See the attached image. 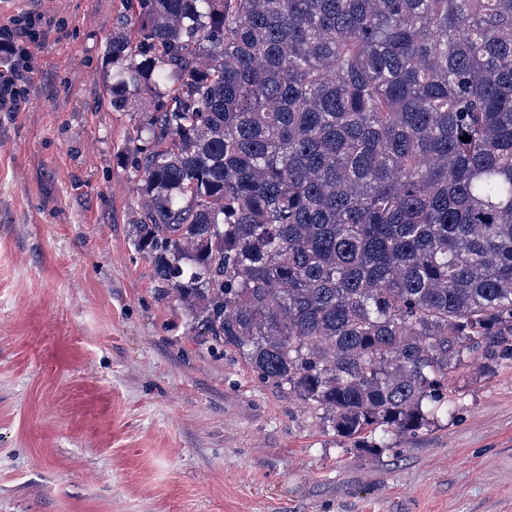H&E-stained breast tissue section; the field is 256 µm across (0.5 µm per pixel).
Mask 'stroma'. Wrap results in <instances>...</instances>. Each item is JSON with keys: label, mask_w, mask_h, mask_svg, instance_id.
I'll list each match as a JSON object with an SVG mask.
<instances>
[{"label": "stroma", "mask_w": 512, "mask_h": 512, "mask_svg": "<svg viewBox=\"0 0 512 512\" xmlns=\"http://www.w3.org/2000/svg\"><path fill=\"white\" fill-rule=\"evenodd\" d=\"M28 11L61 28L29 108L0 112V512H512V360L353 448L196 344L134 247L118 152L144 104L113 111L101 67L120 0H0Z\"/></svg>", "instance_id": "1"}]
</instances>
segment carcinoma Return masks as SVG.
I'll list each match as a JSON object with an SVG mask.
<instances>
[{
	"label": "carcinoma",
	"instance_id": "1",
	"mask_svg": "<svg viewBox=\"0 0 512 512\" xmlns=\"http://www.w3.org/2000/svg\"><path fill=\"white\" fill-rule=\"evenodd\" d=\"M121 3L135 247L199 345L355 445L512 359V0Z\"/></svg>",
	"mask_w": 512,
	"mask_h": 512
}]
</instances>
